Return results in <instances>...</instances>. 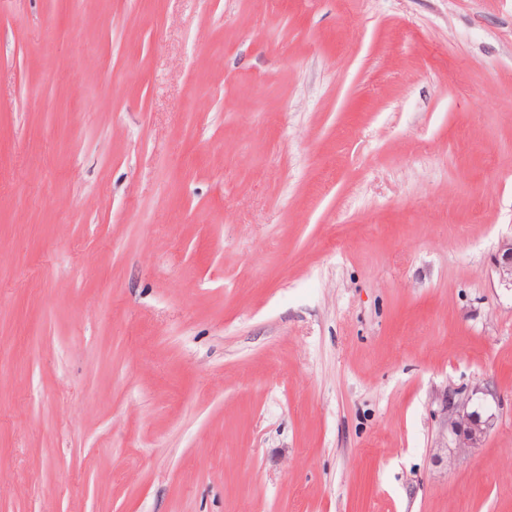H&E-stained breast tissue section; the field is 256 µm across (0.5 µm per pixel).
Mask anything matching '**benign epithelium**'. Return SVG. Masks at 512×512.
<instances>
[{
    "instance_id": "7a95c632",
    "label": "benign epithelium",
    "mask_w": 512,
    "mask_h": 512,
    "mask_svg": "<svg viewBox=\"0 0 512 512\" xmlns=\"http://www.w3.org/2000/svg\"><path fill=\"white\" fill-rule=\"evenodd\" d=\"M500 284L512 289V238L503 240L494 263ZM447 425L456 439V448H477L497 427L500 404L487 388L470 392L448 390L445 398Z\"/></svg>"
}]
</instances>
